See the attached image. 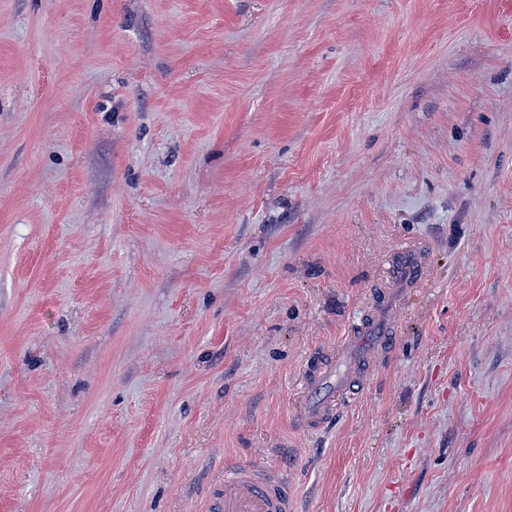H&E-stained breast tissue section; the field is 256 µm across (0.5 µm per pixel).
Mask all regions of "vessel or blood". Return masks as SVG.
<instances>
[{
    "label": "vessel or blood",
    "instance_id": "vessel-or-blood-1",
    "mask_svg": "<svg viewBox=\"0 0 512 512\" xmlns=\"http://www.w3.org/2000/svg\"><path fill=\"white\" fill-rule=\"evenodd\" d=\"M386 336H351L329 363H305L301 386L305 401L300 419L319 429L359 393L361 373L370 364ZM212 512H291L288 485L274 469L231 467L213 498Z\"/></svg>",
    "mask_w": 512,
    "mask_h": 512
}]
</instances>
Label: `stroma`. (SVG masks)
<instances>
[{"instance_id":"35a3bbf8","label":"stroma","mask_w":512,"mask_h":512,"mask_svg":"<svg viewBox=\"0 0 512 512\" xmlns=\"http://www.w3.org/2000/svg\"><path fill=\"white\" fill-rule=\"evenodd\" d=\"M231 465L512 512V0H0V512H208ZM389 336H348L336 360L313 365L310 358L301 370L300 382L305 401L300 419L310 430H317L359 394L361 372L370 364L378 345Z\"/></svg>"}]
</instances>
